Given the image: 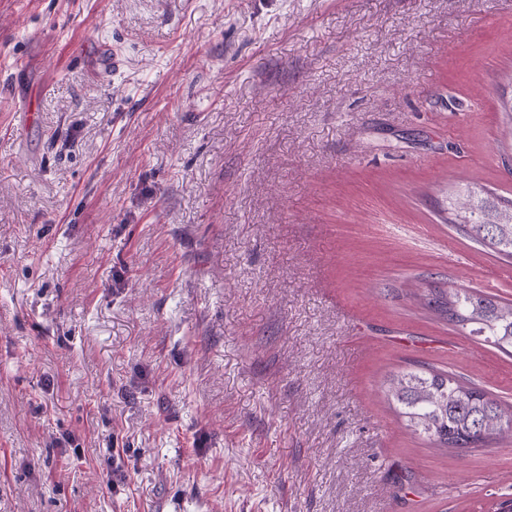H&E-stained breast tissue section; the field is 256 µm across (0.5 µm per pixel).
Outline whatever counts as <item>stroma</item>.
Wrapping results in <instances>:
<instances>
[{
	"instance_id": "35a3bbf8",
	"label": "stroma",
	"mask_w": 512,
	"mask_h": 512,
	"mask_svg": "<svg viewBox=\"0 0 512 512\" xmlns=\"http://www.w3.org/2000/svg\"><path fill=\"white\" fill-rule=\"evenodd\" d=\"M511 96L512 0H0V512L512 498V435L437 449L383 395L512 407V356L414 298L512 302L444 221L512 199Z\"/></svg>"
}]
</instances>
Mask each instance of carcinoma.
<instances>
[{
	"label": "carcinoma",
	"mask_w": 512,
	"mask_h": 512,
	"mask_svg": "<svg viewBox=\"0 0 512 512\" xmlns=\"http://www.w3.org/2000/svg\"><path fill=\"white\" fill-rule=\"evenodd\" d=\"M448 222L498 254L512 257V200H491L482 189L467 185L448 198ZM425 304L495 348L512 350V302L456 289L432 291L425 295ZM384 394L405 428L437 448L464 451L512 430V410L446 372L393 374L384 384Z\"/></svg>",
	"instance_id": "1"
}]
</instances>
